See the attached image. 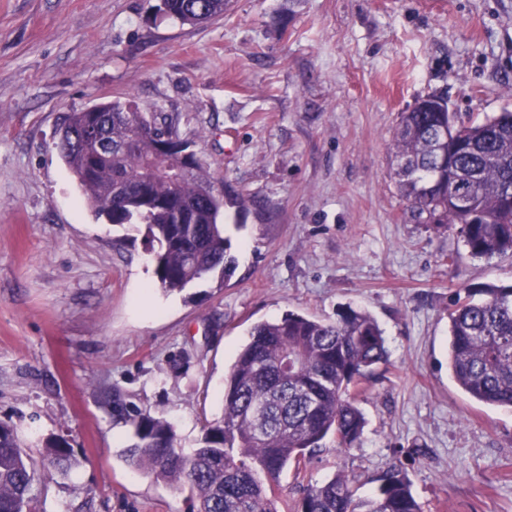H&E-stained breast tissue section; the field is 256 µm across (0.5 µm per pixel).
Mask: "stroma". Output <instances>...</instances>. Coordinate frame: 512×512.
Returning a JSON list of instances; mask_svg holds the SVG:
<instances>
[{
	"instance_id": "35a3bbf8",
	"label": "stroma",
	"mask_w": 512,
	"mask_h": 512,
	"mask_svg": "<svg viewBox=\"0 0 512 512\" xmlns=\"http://www.w3.org/2000/svg\"><path fill=\"white\" fill-rule=\"evenodd\" d=\"M158 3L0 0V422L34 459L32 512H192L126 465L113 394L192 450L254 323L342 304L376 318L388 362L359 387L361 439L284 470L281 512L336 475L374 497L394 467L422 512H512V410L448 369L453 294L512 283V255L411 222L391 154L424 96L512 109V0H232L194 26ZM116 99L173 118L229 196L230 277L161 290L144 229L85 199L58 131ZM58 436L79 460L66 476L42 453Z\"/></svg>"
}]
</instances>
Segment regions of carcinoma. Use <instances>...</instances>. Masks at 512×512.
Listing matches in <instances>:
<instances>
[{
	"label": "carcinoma",
	"instance_id": "1",
	"mask_svg": "<svg viewBox=\"0 0 512 512\" xmlns=\"http://www.w3.org/2000/svg\"><path fill=\"white\" fill-rule=\"evenodd\" d=\"M230 0H160L158 10L183 24L224 16ZM424 108L400 114L392 136L397 187L418 224L455 226L469 253H512V110L482 121L448 113L431 94ZM112 140L110 157L92 158L82 144L88 121ZM57 147L96 212L113 224H143L155 274L166 291L235 269L224 238V195L199 164L177 180L155 173V137L177 134L172 119L111 101L66 116ZM482 298L474 299V293ZM448 365L474 400L512 409V285L483 284L456 295L448 313ZM383 331L366 310L341 308L323 321L288 311L255 323L224 386L220 418L207 422L197 446H177L172 426L114 395L113 415L134 429L125 461L156 481L186 486L196 512H279L267 481L284 469L301 473L327 437L352 447L365 424L352 387L387 363ZM58 472L76 463L68 441L46 442ZM378 496L358 500L338 475L308 485L297 512H422L405 471L378 477ZM32 459L17 430L0 424V512H27Z\"/></svg>",
	"mask_w": 512,
	"mask_h": 512
}]
</instances>
